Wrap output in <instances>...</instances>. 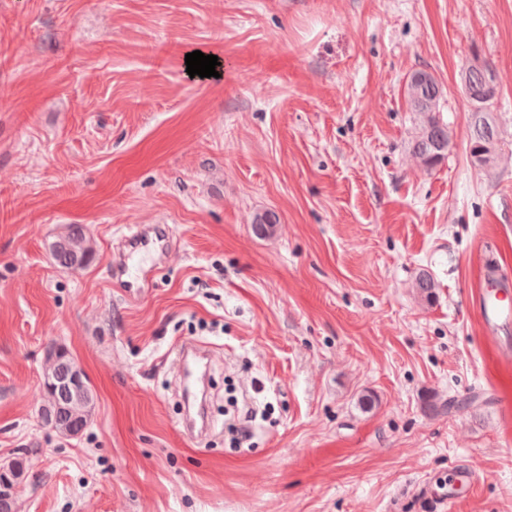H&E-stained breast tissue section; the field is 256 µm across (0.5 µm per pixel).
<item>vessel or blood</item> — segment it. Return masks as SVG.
<instances>
[{"instance_id":"b4317fda","label":"vessel or blood","mask_w":512,"mask_h":512,"mask_svg":"<svg viewBox=\"0 0 512 512\" xmlns=\"http://www.w3.org/2000/svg\"><path fill=\"white\" fill-rule=\"evenodd\" d=\"M165 231L161 227L146 230L135 226L127 236L129 253L135 254L151 249L155 242L163 240ZM477 314L486 334L494 335L512 325V284L503 282L497 287L494 296L484 291L476 293ZM177 360L185 375V408L183 425L187 431L206 429L208 420L204 413L202 399L205 392V377L208 365L206 348L198 343L184 341L177 345Z\"/></svg>"}]
</instances>
